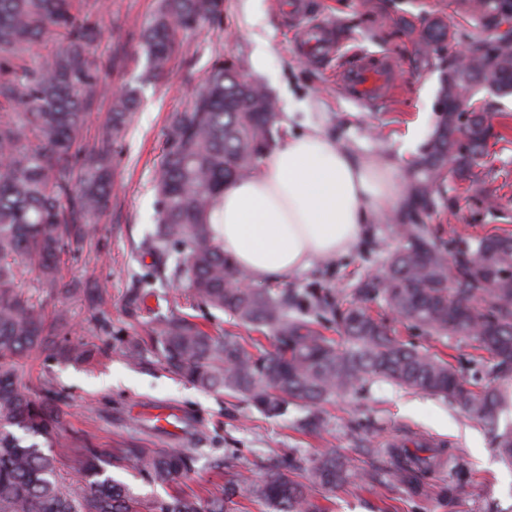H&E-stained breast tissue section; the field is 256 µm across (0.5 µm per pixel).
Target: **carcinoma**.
<instances>
[{"label":"carcinoma","instance_id":"1","mask_svg":"<svg viewBox=\"0 0 512 512\" xmlns=\"http://www.w3.org/2000/svg\"><path fill=\"white\" fill-rule=\"evenodd\" d=\"M223 8L224 0H161L142 34L148 76L162 75L184 35L220 17ZM53 34L63 37L62 47L29 68L25 56ZM98 36L81 0H0V512H224V496H202L186 485L194 448L154 452L131 445L105 456L72 442L80 478L68 481L52 452L62 413L51 399L28 391L16 367L27 354L54 348L61 357H88L83 344L60 343L72 332L68 320L49 319L43 302L20 289L18 275L29 266L47 292L67 287L58 258L79 245L107 206L112 143L123 136L139 98L132 86L112 94V134L89 149L74 184L73 145L84 109L109 95L87 57ZM460 66V58L448 56L446 112L409 167L406 207L387 217L400 248L379 277L360 279L352 293L380 299L431 335L475 341L473 363L486 380H464L450 362L416 349L362 305L336 303L329 289L259 288L224 254L208 216L220 205L224 184L251 177L277 145L280 114L267 89L242 82L237 63L222 53L213 55L190 108L168 117L156 173L157 223L142 244L153 259L144 277L163 278L184 290L190 305L253 327L273 349L259 339L249 344L233 334L214 336L190 314L158 309L151 344L172 373L206 391L243 395L268 415L306 408L309 431L323 426L321 402L384 380L442 397L492 429L497 455L512 468V422L500 426L512 413V234L475 236L461 227L438 245L421 219L442 201L448 175L473 181L474 158L491 136V116L474 100L455 111ZM151 297L148 289L133 288L127 306L140 310ZM19 431L33 442L25 443ZM402 447L394 450L405 458L394 471L400 481L438 460L439 449L429 444ZM112 468L174 492L143 497L111 476ZM299 470L309 472L308 482L292 478ZM357 479L364 476L334 453L310 460L290 453L268 469L256 495L274 512H326L317 489H342Z\"/></svg>","mask_w":512,"mask_h":512}]
</instances>
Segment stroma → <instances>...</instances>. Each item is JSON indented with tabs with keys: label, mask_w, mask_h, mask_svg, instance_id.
Returning a JSON list of instances; mask_svg holds the SVG:
<instances>
[{
	"label": "stroma",
	"mask_w": 512,
	"mask_h": 512,
	"mask_svg": "<svg viewBox=\"0 0 512 512\" xmlns=\"http://www.w3.org/2000/svg\"><path fill=\"white\" fill-rule=\"evenodd\" d=\"M288 2L224 0L222 18L187 35L167 71L149 80L142 31L158 0H83L98 16L101 35L91 58L100 80L115 88L141 85V104L126 135L112 146L115 188L107 210L80 249L65 252L60 262L65 280L82 288L105 287L103 301L93 307L80 295L45 296L47 313L66 316L91 356L75 362L38 354L20 363V377L30 392L54 394L65 414L56 453L69 478L75 475L69 442L78 435L105 454L131 442L154 450L199 449L192 485L217 494L227 473L246 471L258 481L276 456L311 459L333 451L368 480L327 493L331 512H488L494 501L512 505V471L497 461L492 432L446 400L374 382L358 394L326 402L325 425L312 434L300 426L304 409L292 406L287 414L268 417L244 398L207 393L178 379L152 347H144L136 363L121 353L123 339L144 336L154 308L178 300L175 286L157 279L147 308L133 315L126 305L128 290L138 287L148 262L140 244L156 220L155 172L167 119L192 104L215 53L233 58L245 77L269 89L284 132L319 126L353 156L389 163L401 175L440 118L448 54L424 58L419 29L427 15L462 25L456 0H310L312 21L335 25L342 54L393 63L394 93L369 106L341 90L336 60L313 63L296 51L298 33L286 21ZM261 42L270 49L258 67L253 56ZM479 97L493 117V135L475 166L478 181L465 190L451 182L443 190L455 202L454 214L439 209L427 217L438 239L448 238L459 224L474 234L512 230V95L483 91ZM398 245L390 224L380 222L347 256L333 257L327 266L313 263L287 285L348 295L362 275L381 271ZM399 332L420 348L450 356L464 378L475 377L472 341L439 340L406 326ZM410 438L448 447L451 455L436 471L398 483L390 476L389 451ZM459 480L467 484V495L449 496V486Z\"/></svg>",
	"instance_id": "obj_1"
}]
</instances>
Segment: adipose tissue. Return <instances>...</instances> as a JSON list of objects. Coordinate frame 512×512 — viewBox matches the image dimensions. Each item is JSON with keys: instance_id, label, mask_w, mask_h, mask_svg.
<instances>
[{"instance_id": "obj_1", "label": "adipose tissue", "mask_w": 512, "mask_h": 512, "mask_svg": "<svg viewBox=\"0 0 512 512\" xmlns=\"http://www.w3.org/2000/svg\"><path fill=\"white\" fill-rule=\"evenodd\" d=\"M403 200L393 166L356 158L311 127L276 145L255 176L225 184L209 222L254 280L282 281L347 253Z\"/></svg>"}]
</instances>
